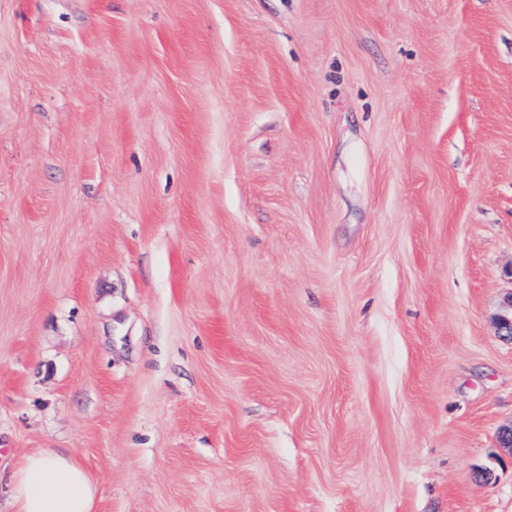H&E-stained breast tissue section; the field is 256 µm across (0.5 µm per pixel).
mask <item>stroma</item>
Segmentation results:
<instances>
[{"label":"stroma","mask_w":512,"mask_h":512,"mask_svg":"<svg viewBox=\"0 0 512 512\" xmlns=\"http://www.w3.org/2000/svg\"><path fill=\"white\" fill-rule=\"evenodd\" d=\"M511 289L512 0H0V512H512ZM15 512H93L96 486L88 470L70 455L26 456L11 473Z\"/></svg>","instance_id":"obj_1"}]
</instances>
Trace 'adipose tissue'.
Returning <instances> with one entry per match:
<instances>
[{"label": "adipose tissue", "instance_id": "adipose-tissue-1", "mask_svg": "<svg viewBox=\"0 0 512 512\" xmlns=\"http://www.w3.org/2000/svg\"><path fill=\"white\" fill-rule=\"evenodd\" d=\"M11 493L16 512H93L96 486L74 457L39 453L12 472Z\"/></svg>", "mask_w": 512, "mask_h": 512}]
</instances>
